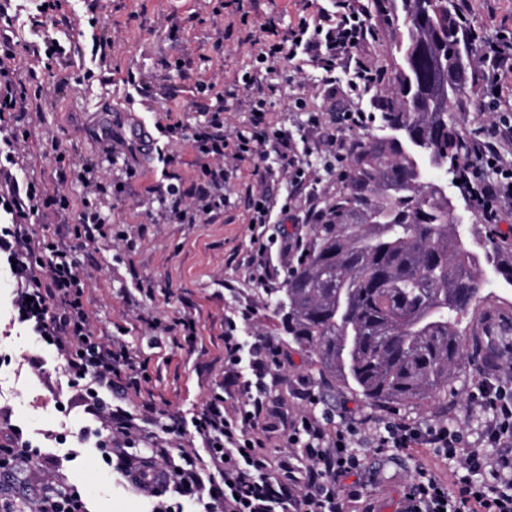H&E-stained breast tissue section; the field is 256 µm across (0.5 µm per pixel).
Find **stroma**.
I'll return each mask as SVG.
<instances>
[{
	"mask_svg": "<svg viewBox=\"0 0 512 512\" xmlns=\"http://www.w3.org/2000/svg\"><path fill=\"white\" fill-rule=\"evenodd\" d=\"M219 3L224 10L218 15L214 8ZM472 8L473 24L487 36L512 29V0H472ZM62 10L67 22L54 27L39 20L30 0H12L8 14L17 36L9 57L0 61L14 83L29 85L37 79L49 88L41 118L25 125L28 138L17 174L51 189L59 185L60 153L75 163L96 160L109 180L124 177L123 154H102L92 134L102 97L121 101L133 80L142 91L136 107L151 121L164 126L179 119L195 122L216 103L214 93L197 90L198 82L227 84L252 66L249 47L225 37L228 21L244 17L258 24L271 19L283 33L298 20L296 0H62ZM48 35L69 46L67 56L36 59L33 50ZM94 35L112 41L105 61L89 60ZM181 57L188 61L183 69L164 68V61L173 63ZM273 81L279 86L268 106L273 124L291 132L301 127L304 112L294 108L301 97L305 112L323 115L320 126L306 130L308 139L319 142L333 131L335 102L324 94L317 71L291 68ZM482 97V84L473 82L451 112L461 133L495 120V113L482 111ZM160 177V170H140L129 179L125 193L93 203L111 215L113 224L131 227L134 248L103 242L81 255L90 275L87 299L94 332L125 329L126 341L144 366L143 390L125 400V409L146 430L155 431L161 424L190 417L211 396L223 393L225 320L248 306L254 310L248 329L281 341L288 352L272 388V411L265 419L269 452L278 450L284 424L309 409L296 394L299 378L314 385L321 407L335 410L346 404L364 416L378 414V406L319 375L308 348L282 336L274 295L250 274L249 200L259 195L284 200V177L253 176L246 164L229 168L223 217L197 224H153L139 200L144 188ZM12 296V288H0V436L16 426L39 444L61 428L72 435L68 444L46 449L42 466L15 479L14 488L27 492L75 487L89 512H151V498L136 492L119 473L98 469L93 448L78 445L77 435L93 427L94 420L72 403L66 366L56 352L14 324ZM184 319L194 322V336L178 328ZM460 328L499 349L511 347L512 288L502 287L495 277L483 278L477 305L463 316ZM33 356L42 361L43 370L31 369L28 360ZM478 374L477 367H462L448 386L447 404L427 401L416 408H400V415L448 422L476 434V414L470 411L466 394ZM60 399L68 402L67 412L57 410Z\"/></svg>",
	"mask_w": 512,
	"mask_h": 512,
	"instance_id": "obj_1",
	"label": "stroma"
}]
</instances>
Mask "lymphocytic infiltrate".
I'll use <instances>...</instances> for the list:
<instances>
[{
    "instance_id": "lymphocytic-infiltrate-1",
    "label": "lymphocytic infiltrate",
    "mask_w": 512,
    "mask_h": 512,
    "mask_svg": "<svg viewBox=\"0 0 512 512\" xmlns=\"http://www.w3.org/2000/svg\"><path fill=\"white\" fill-rule=\"evenodd\" d=\"M315 19L300 17L286 35L269 23L248 28L240 41L250 44L256 62L247 80L225 85L218 100L244 99L250 118L228 127L219 107L200 123L171 124L172 132L192 141L203 159L196 178L184 184L180 174L163 171V181L146 187L148 203L168 224H196L202 216L224 213L225 161L261 166L276 164L292 190L281 207L263 202L254 208L251 224V265L258 281L272 286L280 280L278 266L265 258L261 230L274 214L290 221L283 230L282 253L303 251V225L328 221L318 197L306 190L317 171L313 154L324 169L345 176L344 164L376 117L364 105L365 95L378 90L385 73L364 48L376 38L368 0H332L316 8ZM489 107L500 102V90L512 76V30L484 42L477 56ZM312 64L320 82L335 94L337 70L349 72L343 106L335 117L337 135L320 150L307 138H295L267 121L269 99L276 93L272 74ZM512 135V120L503 118L483 127L464 144L460 183L486 224H496L512 208V164L505 163L500 143ZM20 144L17 137L0 138V261L15 266L17 288L13 305L18 321L43 344L53 347L73 377L71 388L87 414L100 423L95 463L116 468L140 493L154 498L153 512H181L179 503L162 499L164 491L192 496L196 512H381L374 494L382 465L413 459L417 449H433L454 462L449 477H441L426 462H418L405 485L397 512H512V363L504 374L479 375L467 393L470 409L480 415L476 440L456 427L421 424L388 413L361 417L347 406L318 411L311 385L300 395L310 405L283 435V449L265 450L262 418L269 410L268 377L281 367L284 349L264 337L243 343L235 320L224 333V392L194 413L193 435L200 449H168L165 465L155 462L156 438L142 434L131 413L120 405L128 393H140L144 374L138 355L124 342L95 335L87 307V288L77 250L109 237L112 221L100 212L79 211L73 240L43 228L30 231L27 221L40 208L58 214L71 209L63 191L18 180L11 171ZM372 456H364V449ZM40 449L23 440L21 432L0 442V481L12 479L23 466H39Z\"/></svg>"
}]
</instances>
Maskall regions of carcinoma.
<instances>
[{"mask_svg": "<svg viewBox=\"0 0 512 512\" xmlns=\"http://www.w3.org/2000/svg\"><path fill=\"white\" fill-rule=\"evenodd\" d=\"M396 24L390 84L380 97L386 134L353 153L327 224L275 311L283 332L310 349L319 373L374 404L443 398L455 370L501 354L469 343L460 316L475 307L482 267L512 287V248L488 259L452 218L432 169L456 168L460 139L448 112L472 80L452 0H378Z\"/></svg>", "mask_w": 512, "mask_h": 512, "instance_id": "obj_1", "label": "carcinoma"}]
</instances>
